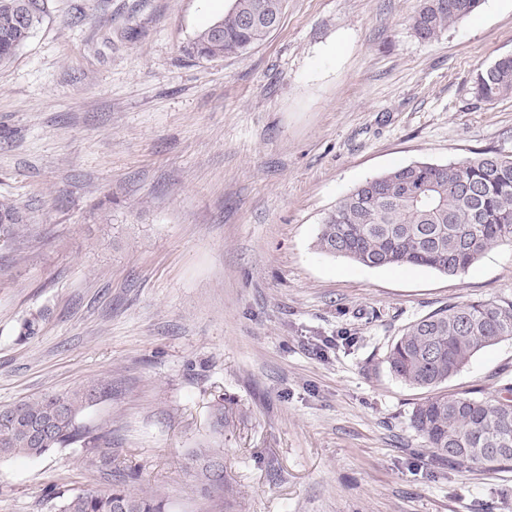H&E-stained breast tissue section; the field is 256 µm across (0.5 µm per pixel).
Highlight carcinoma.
Wrapping results in <instances>:
<instances>
[{
  "label": "carcinoma",
  "mask_w": 512,
  "mask_h": 512,
  "mask_svg": "<svg viewBox=\"0 0 512 512\" xmlns=\"http://www.w3.org/2000/svg\"><path fill=\"white\" fill-rule=\"evenodd\" d=\"M47 0H0V61L11 59L32 36ZM481 0H419L412 29L422 40L438 38L472 16ZM285 0H230L187 45L186 53L209 59L240 55L275 31ZM223 36L214 38L216 28ZM485 102L512 97V56L482 69L474 81ZM20 217L0 200V232H15ZM512 243V155L486 150L459 162H413L368 178L343 196L322 220L316 246L369 268L424 267L448 277L464 274L490 248ZM512 340V300L451 303L414 320L386 353L393 375L433 395L417 403L411 425L433 456L460 466H512V383L490 396L438 391L479 352ZM109 384L92 382L0 405V458L41 457L74 444H111L112 431L90 435L81 417ZM209 488H224V449L191 454ZM60 512H167L158 496L122 479L105 492L66 497Z\"/></svg>",
  "instance_id": "carcinoma-1"
}]
</instances>
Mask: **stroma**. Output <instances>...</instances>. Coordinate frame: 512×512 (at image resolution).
Segmentation results:
<instances>
[{"label": "stroma", "mask_w": 512, "mask_h": 512, "mask_svg": "<svg viewBox=\"0 0 512 512\" xmlns=\"http://www.w3.org/2000/svg\"><path fill=\"white\" fill-rule=\"evenodd\" d=\"M419 0H286L247 53L185 49L228 0H47L0 62V404L97 380L112 445L0 458V512L136 475L168 512H512V470L431 456L426 391L385 354L454 302L512 299V244L451 278L320 252L336 202L415 161L512 154V97L473 91L512 54V0L439 38ZM512 379V340L448 393ZM224 451L223 490L192 450Z\"/></svg>", "instance_id": "stroma-1"}]
</instances>
